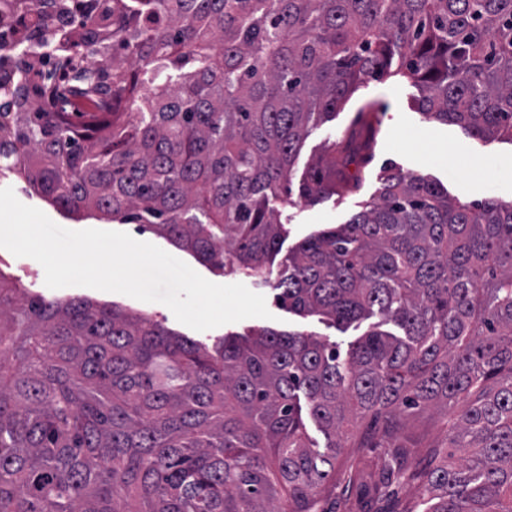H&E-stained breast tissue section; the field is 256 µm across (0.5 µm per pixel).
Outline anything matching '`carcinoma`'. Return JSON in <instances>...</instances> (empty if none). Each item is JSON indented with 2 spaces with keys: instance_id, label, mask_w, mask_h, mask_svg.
Here are the masks:
<instances>
[{
  "instance_id": "1",
  "label": "carcinoma",
  "mask_w": 512,
  "mask_h": 512,
  "mask_svg": "<svg viewBox=\"0 0 512 512\" xmlns=\"http://www.w3.org/2000/svg\"><path fill=\"white\" fill-rule=\"evenodd\" d=\"M34 0H0L23 23ZM0 74V174L72 212L144 224L300 316L374 323L341 355L250 329L208 345L148 316L0 280V512H312L358 419L385 448L380 499L411 456L428 497L403 512H512V204H462L400 170L346 224L300 242L270 207L305 139L391 67L422 114L512 142V0H48ZM79 14L80 30L54 26ZM95 67L79 68L74 44ZM105 111L79 125L56 79ZM373 104L303 173L314 204ZM459 411L436 446L397 416ZM327 439L309 442L304 416Z\"/></svg>"
}]
</instances>
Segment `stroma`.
I'll use <instances>...</instances> for the list:
<instances>
[{
	"mask_svg": "<svg viewBox=\"0 0 512 512\" xmlns=\"http://www.w3.org/2000/svg\"><path fill=\"white\" fill-rule=\"evenodd\" d=\"M418 95L411 80L402 75L372 79L366 88L354 94L333 121L311 132L301 149L296 172H303L312 161L325 156L332 140L347 135L363 103L370 101L376 105L375 112L368 118L374 140L369 148L355 154L347 168L348 174L357 178V188L315 204L300 201L295 206L279 208L277 217L285 224L288 234L276 257L277 262H284L289 251L310 234L329 224L346 223L357 212L359 202L378 193L380 177L390 168L422 176L463 203L487 198L512 203V176L501 171L503 165L512 164V143L475 139L459 126L424 119L416 108ZM4 187L12 188L21 203L40 209L63 228L104 230L108 227L107 222L90 212L75 215L52 204L37 195L17 175H0V188ZM121 230L136 240L162 248L211 282L234 284L241 281L237 276L219 273L200 263L189 252L141 225L125 224ZM241 282L264 296L270 318H248L203 332L178 322L167 306L157 302H143L124 294L80 286L51 289L41 283L36 291L49 299L82 298L105 306L114 304L129 312L162 320L175 332L204 342L230 332L266 327L277 331L313 332L335 343L337 349L344 352L371 325L366 319L341 331L320 323L317 317L303 318L288 313L276 303L272 290L257 286L254 279ZM448 429V422L425 409L407 420L402 439L407 443L431 444L444 449L448 446ZM383 454L380 448L342 449L336 459V470L341 474L347 466H354L358 472L357 480L350 484L341 477L337 479L335 492L319 501L317 512H401L404 506L426 497L423 481L405 475L390 484L385 500L376 504L370 502L367 491L378 479L377 464Z\"/></svg>",
	"mask_w": 512,
	"mask_h": 512,
	"instance_id": "obj_1",
	"label": "stroma"
}]
</instances>
